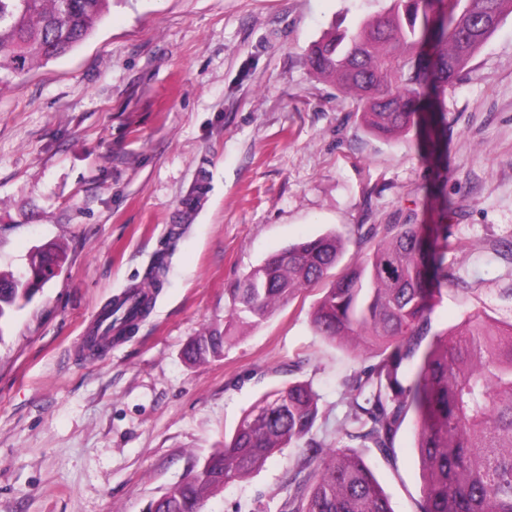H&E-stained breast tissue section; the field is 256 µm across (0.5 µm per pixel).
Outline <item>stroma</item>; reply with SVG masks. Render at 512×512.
Segmentation results:
<instances>
[{
    "label": "stroma",
    "instance_id": "35a3bbf8",
    "mask_svg": "<svg viewBox=\"0 0 512 512\" xmlns=\"http://www.w3.org/2000/svg\"><path fill=\"white\" fill-rule=\"evenodd\" d=\"M390 0H112L69 54L0 88V269L64 246L56 277L0 334V512H145L244 411L299 379L319 396L313 436L335 446L348 384L374 352L311 324L319 288L222 358L190 365L193 337L229 319L228 287L294 242L337 232L342 265L379 224H444L439 333L473 309L512 316V15L449 89L448 162L415 134L379 138L356 99L317 74L311 46ZM164 261L147 317L109 347L80 343L106 303ZM415 420L394 461L362 449L395 512H417ZM304 453L287 447L202 512H284Z\"/></svg>",
    "mask_w": 512,
    "mask_h": 512
}]
</instances>
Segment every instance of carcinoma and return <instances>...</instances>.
<instances>
[{
  "instance_id": "carcinoma-1",
  "label": "carcinoma",
  "mask_w": 512,
  "mask_h": 512,
  "mask_svg": "<svg viewBox=\"0 0 512 512\" xmlns=\"http://www.w3.org/2000/svg\"><path fill=\"white\" fill-rule=\"evenodd\" d=\"M109 0H0V85L82 43L107 14ZM512 0H392L373 21L328 34L310 55L318 73L362 102L367 131L380 137L416 130L421 147L441 161L447 145L442 99L503 18ZM355 267L330 274L343 244L334 233L290 245L226 289L230 323L191 339L190 363L224 355L231 328L256 327L302 288L321 286L311 323L323 339L363 347L379 361L350 384L351 412L334 448L310 437L319 416L311 384L295 380L258 400L232 435L172 487L157 512H201L224 486L247 479L275 453L304 443L305 459L288 485V512H395L353 443L394 460V438L412 414L422 470L417 512H512V320L484 310L449 331L430 335L431 315L448 275V225L385 224ZM39 274L0 270L3 324L38 286L56 276L65 252L37 251ZM123 301L105 306L112 323L128 325Z\"/></svg>"
}]
</instances>
